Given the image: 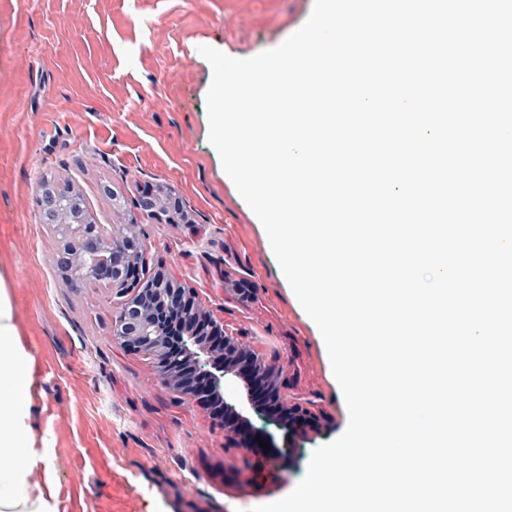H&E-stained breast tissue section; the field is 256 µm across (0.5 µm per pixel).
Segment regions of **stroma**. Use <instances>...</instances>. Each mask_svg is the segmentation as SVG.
I'll use <instances>...</instances> for the list:
<instances>
[{"label": "stroma", "instance_id": "1", "mask_svg": "<svg viewBox=\"0 0 512 512\" xmlns=\"http://www.w3.org/2000/svg\"><path fill=\"white\" fill-rule=\"evenodd\" d=\"M313 2L0 0V276L36 362L37 445L68 512H252L289 494L348 426L323 337L209 141L213 69L199 52L276 47ZM43 175L80 190L100 224L115 221L103 184L121 185L130 209L148 186H171L192 221L145 225L151 267L281 367L284 393L319 428L225 447L209 409L113 343L111 290L61 283L36 205Z\"/></svg>", "mask_w": 512, "mask_h": 512}]
</instances>
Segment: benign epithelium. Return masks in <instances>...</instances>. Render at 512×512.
I'll return each mask as SVG.
<instances>
[{"label": "benign epithelium", "instance_id": "obj_1", "mask_svg": "<svg viewBox=\"0 0 512 512\" xmlns=\"http://www.w3.org/2000/svg\"><path fill=\"white\" fill-rule=\"evenodd\" d=\"M37 199L43 223L58 241L53 262L62 283L112 289L119 298L112 341L154 358L159 379L172 391L191 396L194 381L203 382L209 399L224 410V447H251L246 430L255 414L268 416L290 441L318 423L316 414L282 394L278 366L227 334L196 304L192 289L161 269L150 272L143 224L160 223L161 212L176 200L170 186L147 188L138 202L141 218L128 216L107 228L96 223L86 203L75 208L63 204L53 183L40 186ZM244 357L288 415L272 412L257 399L241 371Z\"/></svg>", "mask_w": 512, "mask_h": 512}]
</instances>
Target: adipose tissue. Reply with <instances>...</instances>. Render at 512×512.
Listing matches in <instances>:
<instances>
[{
	"label": "adipose tissue",
	"mask_w": 512,
	"mask_h": 512,
	"mask_svg": "<svg viewBox=\"0 0 512 512\" xmlns=\"http://www.w3.org/2000/svg\"><path fill=\"white\" fill-rule=\"evenodd\" d=\"M35 361L21 338L9 288L0 278V447L16 449L0 467V512H60L57 475L49 449L36 445L31 407ZM40 480H33L34 470Z\"/></svg>",
	"instance_id": "ef3b65f1"
}]
</instances>
